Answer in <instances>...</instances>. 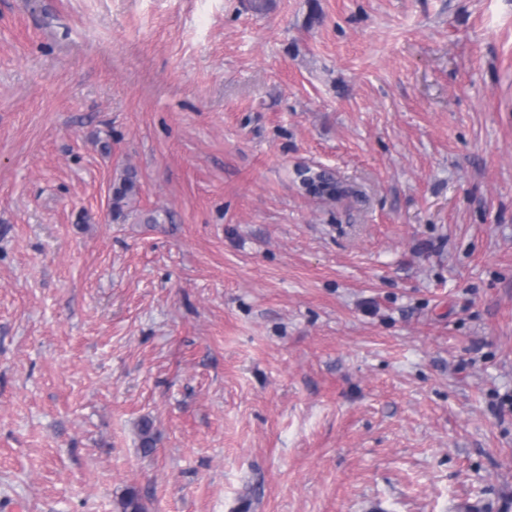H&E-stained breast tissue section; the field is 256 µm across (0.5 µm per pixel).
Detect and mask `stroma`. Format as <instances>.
<instances>
[{"instance_id": "1", "label": "stroma", "mask_w": 512, "mask_h": 512, "mask_svg": "<svg viewBox=\"0 0 512 512\" xmlns=\"http://www.w3.org/2000/svg\"><path fill=\"white\" fill-rule=\"evenodd\" d=\"M130 490L512 512V0H0V512ZM322 170H329L332 171L324 166L317 165L315 168L312 166H301L297 168L296 170V176L299 182L300 187L305 192V194L314 197V198H325V199H334L336 198V195L332 198L328 197L327 195L321 194V186L319 182L316 179L317 172H320ZM138 190L135 174L127 173L114 188L111 215L113 220L124 218L125 201L133 197Z\"/></svg>"}]
</instances>
